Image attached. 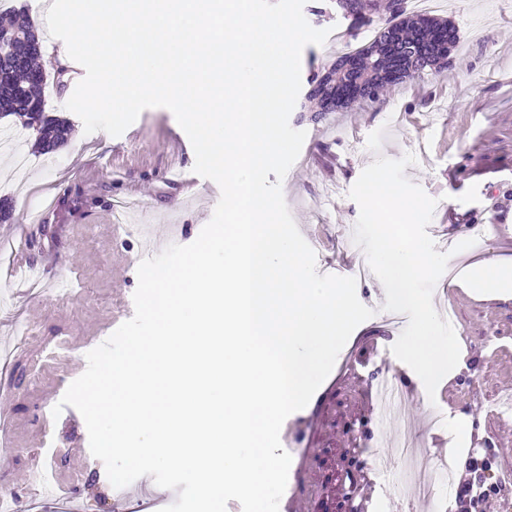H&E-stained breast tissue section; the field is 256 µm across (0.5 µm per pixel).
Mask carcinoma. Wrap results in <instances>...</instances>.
<instances>
[{
    "instance_id": "1",
    "label": "carcinoma",
    "mask_w": 512,
    "mask_h": 512,
    "mask_svg": "<svg viewBox=\"0 0 512 512\" xmlns=\"http://www.w3.org/2000/svg\"><path fill=\"white\" fill-rule=\"evenodd\" d=\"M345 19H377L382 22L374 39L361 49L345 54L356 67L339 79L328 76L310 78L313 90L309 100L322 112H332L336 96L349 95L350 100L375 102L382 90L396 80L385 75L405 65L408 73L439 72L448 67L445 49L455 50L457 32L447 20L408 15L405 0H331ZM29 15L13 8L0 12V33L10 36L18 48V57L0 63V116L14 115L27 126L38 123L36 148L52 152L65 145L71 126L57 117L45 115L42 88L46 75L39 67L40 47L30 45ZM411 39L420 41L425 53L406 62L387 54L385 44L400 47Z\"/></svg>"
}]
</instances>
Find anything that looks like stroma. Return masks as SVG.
<instances>
[{
	"label": "stroma",
	"instance_id": "stroma-1",
	"mask_svg": "<svg viewBox=\"0 0 512 512\" xmlns=\"http://www.w3.org/2000/svg\"><path fill=\"white\" fill-rule=\"evenodd\" d=\"M456 27L458 43L447 69L389 87L378 102L357 101L337 112L312 111L299 96L289 123L306 131L282 191L303 238L316 254L318 274L352 275L364 251L350 245L359 206L349 191L376 157L414 154L405 170L437 206L433 223L456 241L479 224L485 240L453 254L461 267L512 257V0H447L437 12ZM67 52L41 51L47 75V115L73 127L57 152H33L17 173L0 151V197L13 207L0 223V407L10 414L0 439V496L15 512H60L58 491L68 492L71 512H122L139 490L137 480L118 489L92 456L82 415L52 410L86 369V354L134 314L137 268L150 255L142 233L112 224V204L129 201L141 223L156 234L179 225L192 243L220 199L212 180L196 179L195 201L167 182L171 169L193 175L195 154L173 114L144 110L127 132L85 134L81 119L65 107L77 82ZM27 240L28 256L48 274L44 286L9 277L12 251ZM435 306L452 309L461 359L428 397L413 371L391 347L402 332L391 312L380 310L360 324L309 404L293 413L305 456L289 479L299 512H507L512 504V415L499 403L512 399V299L468 288L463 279L440 278ZM39 326L32 350L67 338L72 353L62 369L34 377L30 353L14 337L27 322ZM408 388L404 410L371 403L381 378ZM471 429H462L463 421ZM410 433L418 450L448 461L452 479L420 496L394 449ZM488 459L480 477L491 494L488 510L457 502L469 455ZM383 457L380 472L370 469Z\"/></svg>",
	"mask_w": 512,
	"mask_h": 512
}]
</instances>
